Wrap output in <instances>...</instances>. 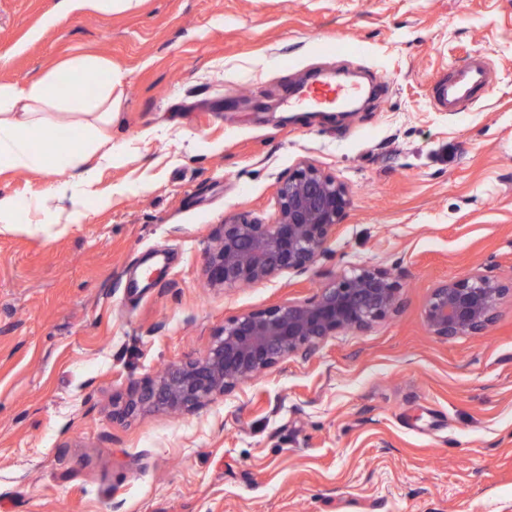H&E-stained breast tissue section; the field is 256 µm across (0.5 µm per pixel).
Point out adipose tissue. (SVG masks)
<instances>
[{"label": "adipose tissue", "mask_w": 512, "mask_h": 512, "mask_svg": "<svg viewBox=\"0 0 512 512\" xmlns=\"http://www.w3.org/2000/svg\"><path fill=\"white\" fill-rule=\"evenodd\" d=\"M107 61L92 56L69 60L66 69L74 83L61 92L55 72L26 84H0V168L24 167L38 174L68 173V180L50 185L27 198L0 196V224H26L35 209L67 197L76 199L88 192L94 173L86 169L89 156L99 155L111 163L112 149L102 136L103 127L112 123L116 101L115 85L120 72H111L96 91H86L80 83L88 72L107 68ZM77 130L73 140L61 139L60 125ZM40 134L42 146L32 136Z\"/></svg>", "instance_id": "1"}]
</instances>
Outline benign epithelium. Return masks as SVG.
<instances>
[{
	"mask_svg": "<svg viewBox=\"0 0 512 512\" xmlns=\"http://www.w3.org/2000/svg\"><path fill=\"white\" fill-rule=\"evenodd\" d=\"M275 221L240 215L224 221L209 255L208 278L224 288L255 285L311 269L349 206L346 185L303 163L279 181ZM399 284L384 268L362 265L319 288L314 298L248 312L224 323L201 357L174 365L134 392L126 412L189 411L233 392L288 356L311 357L329 336L362 330L399 310ZM512 281L481 272L439 283L423 321L435 336H475L493 322Z\"/></svg>",
	"mask_w": 512,
	"mask_h": 512,
	"instance_id": "benign-epithelium-1",
	"label": "benign epithelium"
}]
</instances>
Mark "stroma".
Here are the masks:
<instances>
[{"instance_id":"stroma-1","label":"stroma","mask_w":512,"mask_h":512,"mask_svg":"<svg viewBox=\"0 0 512 512\" xmlns=\"http://www.w3.org/2000/svg\"><path fill=\"white\" fill-rule=\"evenodd\" d=\"M55 2L0 0V82L85 55L123 82L86 219L0 224V512H512V297L480 336L422 319L439 282L512 279V0H141L43 29ZM470 54L485 94L438 111ZM342 69L363 109L296 106ZM303 162L350 199L315 267L209 286L224 220H273ZM359 265L398 313L201 408L123 414L227 320Z\"/></svg>"}]
</instances>
